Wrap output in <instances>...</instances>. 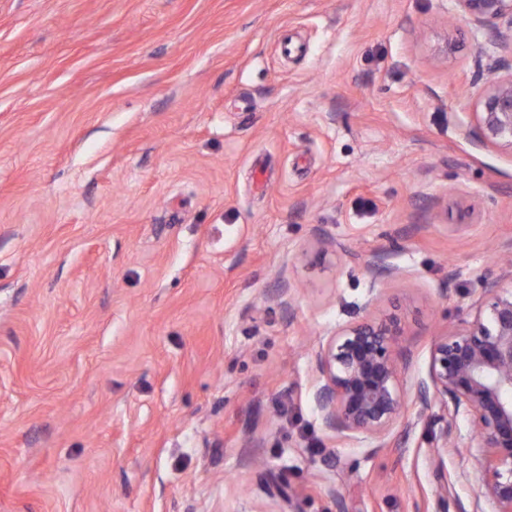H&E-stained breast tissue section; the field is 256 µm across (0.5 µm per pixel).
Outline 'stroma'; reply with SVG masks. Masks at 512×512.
Here are the masks:
<instances>
[{
	"instance_id": "35a3bbf8",
	"label": "stroma",
	"mask_w": 512,
	"mask_h": 512,
	"mask_svg": "<svg viewBox=\"0 0 512 512\" xmlns=\"http://www.w3.org/2000/svg\"><path fill=\"white\" fill-rule=\"evenodd\" d=\"M509 78L461 0H0V512H474L415 408L324 427L316 353L398 314L415 390L512 286ZM481 107L480 138L512 149V78L497 82L482 98Z\"/></svg>"
}]
</instances>
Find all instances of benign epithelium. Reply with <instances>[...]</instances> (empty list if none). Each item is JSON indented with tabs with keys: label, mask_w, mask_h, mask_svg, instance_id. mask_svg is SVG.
<instances>
[{
	"label": "benign epithelium",
	"mask_w": 512,
	"mask_h": 512,
	"mask_svg": "<svg viewBox=\"0 0 512 512\" xmlns=\"http://www.w3.org/2000/svg\"><path fill=\"white\" fill-rule=\"evenodd\" d=\"M478 23L512 21V0H461ZM480 138L512 149V78L484 95ZM402 335L394 314L341 327L316 354L320 385L315 399L324 427L338 438L385 437L408 405L417 418L439 426L435 447H458V419L470 431L467 457L482 473V497L491 512H512V287L483 292L471 320L437 337L430 350L429 380L406 389L399 360ZM437 512H465L437 471Z\"/></svg>",
	"instance_id": "1"
}]
</instances>
